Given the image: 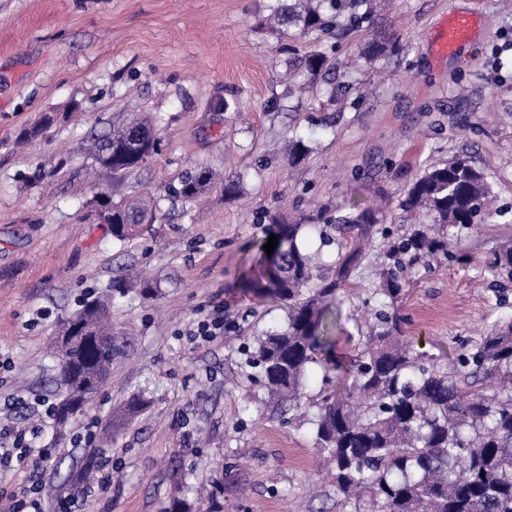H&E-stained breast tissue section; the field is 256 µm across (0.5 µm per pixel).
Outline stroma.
Segmentation results:
<instances>
[{
    "mask_svg": "<svg viewBox=\"0 0 512 512\" xmlns=\"http://www.w3.org/2000/svg\"><path fill=\"white\" fill-rule=\"evenodd\" d=\"M268 0H0V403L20 426L35 399L64 391L49 343L90 295L110 301L112 371L87 408L43 428L53 454L39 479L44 512H169L174 501L206 512L223 483L224 512H345L319 468L309 425L284 422L242 375L259 333L287 310L249 299L243 275L271 215L300 218L319 205L344 215L358 191L401 221L398 201L429 163L465 150L490 178L492 214L463 233L466 264L430 261L401 306L404 334L441 364L462 341L512 321V283L486 263L512 242V0H379L374 29L338 41L271 34ZM483 23L458 55L432 51L449 10ZM401 54L359 79L371 94L288 95L290 52L317 47L341 60L373 32ZM52 123L21 144L19 132ZM152 118L158 152L121 185L93 156L112 127ZM312 152L289 168L285 147ZM244 174L240 196L213 187L199 205L167 198L196 164ZM102 192L154 195L157 219L113 242L92 210ZM379 262L370 250L358 288L338 297L337 355H350L370 317L364 302ZM152 291L112 292L127 267ZM224 308V333L195 342L200 311ZM111 472L106 488L101 473Z\"/></svg>",
    "mask_w": 512,
    "mask_h": 512,
    "instance_id": "1",
    "label": "stroma"
}]
</instances>
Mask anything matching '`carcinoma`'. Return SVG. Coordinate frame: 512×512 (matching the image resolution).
Masks as SVG:
<instances>
[{"instance_id":"carcinoma-1","label":"carcinoma","mask_w":512,"mask_h":512,"mask_svg":"<svg viewBox=\"0 0 512 512\" xmlns=\"http://www.w3.org/2000/svg\"><path fill=\"white\" fill-rule=\"evenodd\" d=\"M267 11L265 25L276 35L294 27L304 37L339 40L375 21L374 0H270ZM401 50L399 42L377 33L357 48V61L371 67ZM289 64L304 80L300 89L315 86L330 70L329 57L318 49ZM155 135L152 124L135 120L103 140L96 164L114 178L131 173L141 167ZM310 152L303 140L289 141L288 166L301 164ZM218 183L225 196L234 197L243 176L219 182L201 165L168 193L190 204ZM492 192L472 158L454 154L427 166L399 203L411 216L425 213L432 224H402L395 235L376 210L351 198L337 227L351 242L338 244L335 259L323 268L298 244L303 224L274 216L269 233L276 235L277 247L262 253L257 270L245 276L246 292L287 306L285 327L256 338L255 356L245 363L247 378L290 412L288 423L295 420L293 411L305 409L303 422L329 468L336 502L350 512H512V322L463 343L450 370L413 350L398 314L413 266L438 258L470 261L463 251L448 248V236L474 224L481 213L471 202H484ZM155 218L156 204L147 199H109L97 208L98 223L119 243L142 235ZM379 238L388 244L370 299H384L391 311L375 313L354 352L338 358L337 294L356 283L367 257L361 244ZM491 268L512 280L511 246L494 254ZM78 315L77 337L55 341L68 387L56 404L59 421L81 411L112 368L103 342L112 335L106 306L88 298ZM314 365L323 370L322 386L311 398L304 388ZM480 376L499 378L502 390L490 398L469 396L470 380Z\"/></svg>"}]
</instances>
